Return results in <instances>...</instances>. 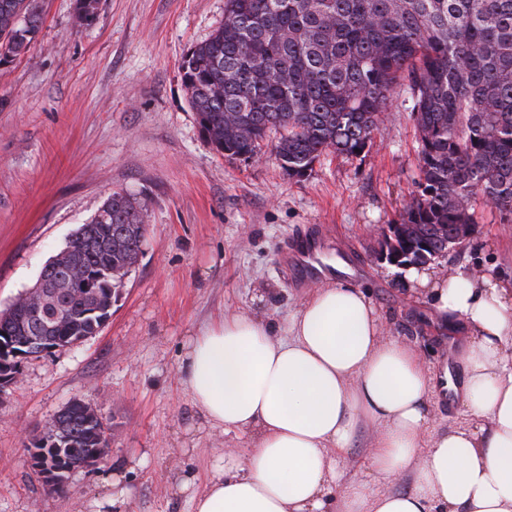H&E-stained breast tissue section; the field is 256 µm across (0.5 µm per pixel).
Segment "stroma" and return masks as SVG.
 <instances>
[{"label":"stroma","instance_id":"obj_1","mask_svg":"<svg viewBox=\"0 0 512 512\" xmlns=\"http://www.w3.org/2000/svg\"><path fill=\"white\" fill-rule=\"evenodd\" d=\"M30 50L0 64V310L107 196L146 208L144 251L102 331L28 359L0 391V512H94L120 478L128 512H191L225 454L246 457L248 437L204 427L178 365L188 332L227 313L284 325L310 292L280 270L286 238L322 239L348 263L378 310L385 338L425 363L461 369L462 347L431 325L395 266L375 257L378 230L416 191L418 138L397 88L370 151L331 154L289 177L270 149L230 159L204 137L181 80L186 51L223 25L224 0H99L77 21L76 0H41ZM477 234L443 257L452 271L512 282V223L478 206ZM76 398L100 406L109 453L45 491L26 445ZM376 424L360 427L332 485L368 479ZM192 491L173 493L179 475Z\"/></svg>","mask_w":512,"mask_h":512}]
</instances>
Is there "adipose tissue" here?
Returning a JSON list of instances; mask_svg holds the SVG:
<instances>
[{
	"label": "adipose tissue",
	"mask_w": 512,
	"mask_h": 512,
	"mask_svg": "<svg viewBox=\"0 0 512 512\" xmlns=\"http://www.w3.org/2000/svg\"><path fill=\"white\" fill-rule=\"evenodd\" d=\"M401 281L464 336L459 384L383 339L365 291L343 282L316 286L283 328L230 313L192 331L180 383L206 424L253 444L216 467L192 512H328L336 454L364 421L379 426L370 466L388 487L348 483L339 512H512V288L433 268ZM450 388L477 423L426 438L427 401Z\"/></svg>",
	"instance_id": "1"
}]
</instances>
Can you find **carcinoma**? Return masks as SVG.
I'll return each instance as SVG.
<instances>
[{
  "label": "carcinoma",
  "instance_id": "carcinoma-1",
  "mask_svg": "<svg viewBox=\"0 0 512 512\" xmlns=\"http://www.w3.org/2000/svg\"><path fill=\"white\" fill-rule=\"evenodd\" d=\"M224 25L190 48L181 69L202 132L230 158L272 150L305 177L324 155L373 145L393 90L411 101L419 143L417 190L400 214L409 265L448 249L477 202L512 223V0H224ZM0 59L27 53L43 23L39 0H0ZM146 240L145 208L110 194L37 284L61 287L43 336H95ZM93 275L90 290L75 280ZM36 305L7 314L29 340ZM57 452L104 445L96 417L74 403L58 413Z\"/></svg>",
  "mask_w": 512,
  "mask_h": 512
}]
</instances>
